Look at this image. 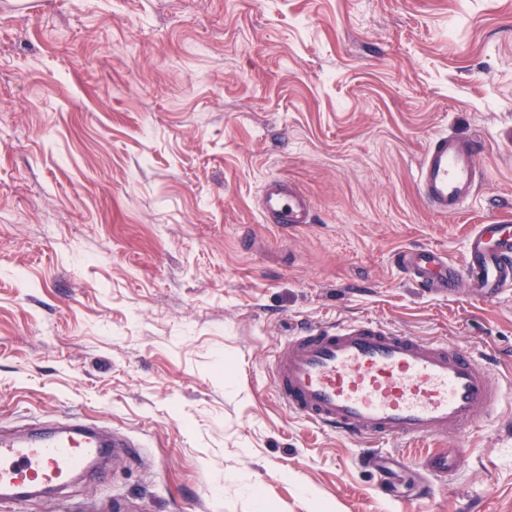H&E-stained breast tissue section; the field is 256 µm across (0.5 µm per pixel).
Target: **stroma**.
<instances>
[{
	"label": "stroma",
	"instance_id": "35a3bbf8",
	"mask_svg": "<svg viewBox=\"0 0 512 512\" xmlns=\"http://www.w3.org/2000/svg\"><path fill=\"white\" fill-rule=\"evenodd\" d=\"M512 0H0V429L81 417L135 442L69 504L10 512H415L425 443L361 445L289 414L269 355L301 323L369 318L497 353L512 289L402 278L512 221ZM440 133L480 140L477 191L434 214ZM312 222L275 231L266 178ZM442 448L428 512H512V402ZM459 463V448L435 451L425 457L422 467L426 472L427 479L423 486L421 502L426 501L431 486L434 483L445 481L448 474L455 472Z\"/></svg>",
	"mask_w": 512,
	"mask_h": 512
}]
</instances>
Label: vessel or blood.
Here are the masks:
<instances>
[{
  "label": "vessel or blood",
  "mask_w": 512,
  "mask_h": 512,
  "mask_svg": "<svg viewBox=\"0 0 512 512\" xmlns=\"http://www.w3.org/2000/svg\"><path fill=\"white\" fill-rule=\"evenodd\" d=\"M476 141L440 134L417 170V188L432 210L452 215L475 194ZM264 223L297 229L311 219L308 199L284 180L262 187ZM400 271L430 292L456 294L466 287L483 298L512 288V226L480 224L470 233L462 265L425 247L402 250ZM270 371L282 407L305 421L363 444V461L383 490L392 469L378 454L394 441L456 438L502 408V384L493 361L440 339L425 340L371 320L306 326L275 347ZM94 423H71L39 437L0 436V502L12 504L47 484L63 485L101 448ZM458 449L431 453L422 467L427 484L447 480Z\"/></svg>",
  "instance_id": "vessel-or-blood-1"
}]
</instances>
